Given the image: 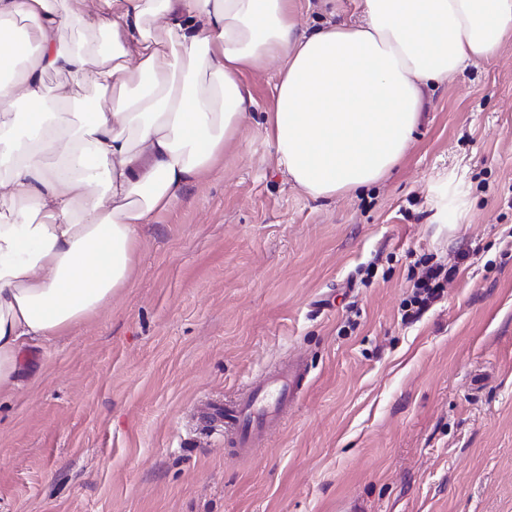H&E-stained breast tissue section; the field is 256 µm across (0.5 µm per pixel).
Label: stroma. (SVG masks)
I'll return each mask as SVG.
<instances>
[{
	"label": "stroma",
	"mask_w": 512,
	"mask_h": 512,
	"mask_svg": "<svg viewBox=\"0 0 512 512\" xmlns=\"http://www.w3.org/2000/svg\"><path fill=\"white\" fill-rule=\"evenodd\" d=\"M143 225L110 307L24 353L0 512H512V43L426 92L383 183L316 200L265 124ZM444 296L407 316L419 260ZM305 390L250 457L203 416L289 358Z\"/></svg>",
	"instance_id": "obj_1"
}]
</instances>
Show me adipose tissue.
<instances>
[{"label":"adipose tissue","instance_id":"1","mask_svg":"<svg viewBox=\"0 0 512 512\" xmlns=\"http://www.w3.org/2000/svg\"><path fill=\"white\" fill-rule=\"evenodd\" d=\"M305 2L0 0V394L33 340L127 286L140 226L236 138L254 104L246 71L281 60L277 163L333 199L399 165L430 85L512 43V0H360L358 18L311 28ZM69 24L103 46L67 42ZM71 88L95 107L71 111Z\"/></svg>","mask_w":512,"mask_h":512}]
</instances>
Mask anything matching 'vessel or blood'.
I'll use <instances>...</instances> for the list:
<instances>
[{"instance_id":"vessel-or-blood-1","label":"vessel or blood","mask_w":512,"mask_h":512,"mask_svg":"<svg viewBox=\"0 0 512 512\" xmlns=\"http://www.w3.org/2000/svg\"><path fill=\"white\" fill-rule=\"evenodd\" d=\"M307 375L304 362L293 360L259 375L224 406L215 407L214 432L229 438L237 456L247 457L299 399Z\"/></svg>"}]
</instances>
